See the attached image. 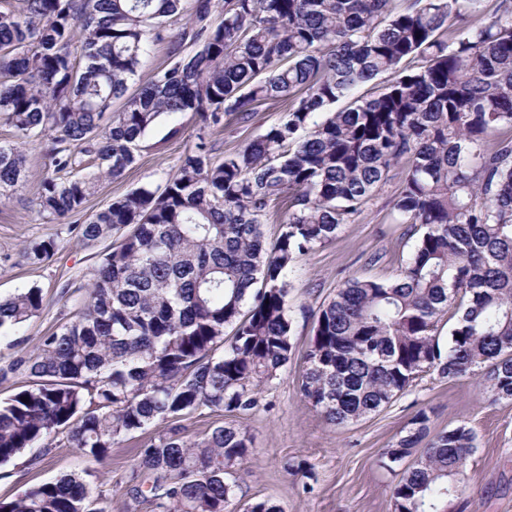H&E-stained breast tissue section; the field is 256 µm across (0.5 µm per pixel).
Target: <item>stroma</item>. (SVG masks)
<instances>
[{
	"instance_id": "1",
	"label": "stroma",
	"mask_w": 512,
	"mask_h": 512,
	"mask_svg": "<svg viewBox=\"0 0 512 512\" xmlns=\"http://www.w3.org/2000/svg\"><path fill=\"white\" fill-rule=\"evenodd\" d=\"M280 116V107L265 105L248 125L231 123L210 131L215 155L255 139ZM175 126L179 135L168 138ZM199 128L193 113L162 115L143 138L135 166L122 179L102 184L85 216L140 186L164 185L194 148ZM44 142L41 136L28 140L25 176L11 195L0 197V298L32 287L41 290L44 306L23 330L32 341L72 318L102 250L98 244L83 245L72 224L51 223L40 216L38 186L49 166ZM398 185L395 178L384 184L355 223L343 225L335 240L301 257L289 273L293 355L262 387L259 407L245 415L206 409L186 419L192 433L232 423L251 436L250 462L234 473L236 503L268 500L283 512H392L391 491L399 475L384 468L381 457L424 410L432 432L464 426L475 435L460 483L469 506L459 510L462 498L452 497L448 512H512V402L494 400L491 392L476 388L469 379L451 381L430 371L420 374L385 408L337 427L328 424L300 392L303 354L312 329L307 310H318L348 278H395L411 256L418 234L414 226L394 221L392 200ZM48 238L58 242L55 255L42 263L28 259L25 248ZM157 432L153 426L120 439L99 467L93 484L111 496L112 512H152L149 502L132 493L130 476L139 448ZM289 464L308 469V477L287 474ZM88 466L72 448L60 447L47 455L27 449L0 466V499Z\"/></svg>"
}]
</instances>
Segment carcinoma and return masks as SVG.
Segmentation results:
<instances>
[{"label":"carcinoma","instance_id":"cac0c4a2","mask_svg":"<svg viewBox=\"0 0 512 512\" xmlns=\"http://www.w3.org/2000/svg\"><path fill=\"white\" fill-rule=\"evenodd\" d=\"M483 2L224 0L217 18L216 0H3L0 121L22 140L49 137L45 218L80 215L133 168L161 115L193 112L202 125L164 186L79 225L86 244L112 246L72 320L0 363V381L28 379L0 402V464L66 446L103 465L121 437L161 424L133 491L154 512H234L232 468L251 439L234 426L190 435L180 421L259 406L258 387L293 352L288 269L355 222L398 166L393 211L419 227L412 255L395 278L348 279L319 307L301 394L336 426L430 370L511 401L512 0L490 15ZM154 42L169 62L131 93ZM268 102L285 104L279 120L215 159L206 131L245 124ZM84 156L97 170L76 177ZM25 170L24 150L0 144L1 197ZM280 202L269 244L262 219ZM56 249L49 238L29 258ZM42 308L38 288L0 299V329ZM429 424L420 411L384 452L391 470L420 452L392 489L393 512H447L458 495L475 436H432ZM0 512H112V499L66 472L1 499Z\"/></svg>","mask_w":512,"mask_h":512}]
</instances>
